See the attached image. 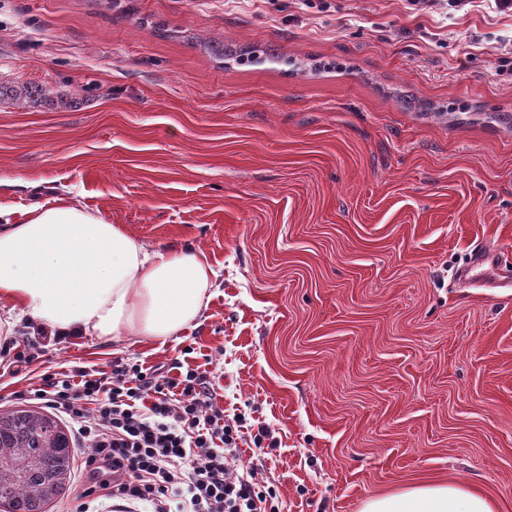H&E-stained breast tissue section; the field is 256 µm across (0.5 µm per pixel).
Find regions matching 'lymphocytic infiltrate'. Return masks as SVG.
Instances as JSON below:
<instances>
[{
	"label": "lymphocytic infiltrate",
	"instance_id": "f902f5d3",
	"mask_svg": "<svg viewBox=\"0 0 512 512\" xmlns=\"http://www.w3.org/2000/svg\"><path fill=\"white\" fill-rule=\"evenodd\" d=\"M65 418L87 450L89 494L146 504L149 512H276L253 472H234V425L206 374L117 362L41 376L28 389Z\"/></svg>",
	"mask_w": 512,
	"mask_h": 512
}]
</instances>
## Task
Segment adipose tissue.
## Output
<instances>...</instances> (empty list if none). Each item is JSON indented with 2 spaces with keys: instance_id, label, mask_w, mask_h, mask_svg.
<instances>
[{
  "instance_id": "ef3b65f1",
  "label": "adipose tissue",
  "mask_w": 512,
  "mask_h": 512,
  "mask_svg": "<svg viewBox=\"0 0 512 512\" xmlns=\"http://www.w3.org/2000/svg\"><path fill=\"white\" fill-rule=\"evenodd\" d=\"M217 276L211 256L173 242L155 249L67 195L0 207V335L19 322L63 336L163 342L198 324ZM361 512H495L463 484L367 499Z\"/></svg>"
}]
</instances>
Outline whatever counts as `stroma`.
Masks as SVG:
<instances>
[{
	"label": "stroma",
	"instance_id": "stroma-1",
	"mask_svg": "<svg viewBox=\"0 0 512 512\" xmlns=\"http://www.w3.org/2000/svg\"><path fill=\"white\" fill-rule=\"evenodd\" d=\"M210 39L282 65L217 63ZM0 204L54 193L219 272L165 343L47 345L0 377L205 372L279 512L459 482L512 512V10L490 0H0ZM498 287L457 278L475 250ZM60 88L25 80H15L6 85L0 82V102L6 99L28 110L71 105L78 93L75 90L67 91Z\"/></svg>",
	"mask_w": 512,
	"mask_h": 512
}]
</instances>
